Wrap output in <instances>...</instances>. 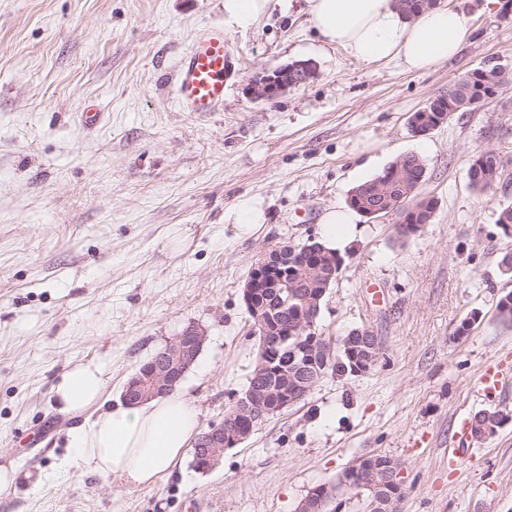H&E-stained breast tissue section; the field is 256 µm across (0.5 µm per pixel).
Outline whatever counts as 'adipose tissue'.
Segmentation results:
<instances>
[{"mask_svg": "<svg viewBox=\"0 0 512 512\" xmlns=\"http://www.w3.org/2000/svg\"><path fill=\"white\" fill-rule=\"evenodd\" d=\"M304 10L324 42L365 64L398 60L422 70L453 58L471 34L462 13L443 5L413 18L395 0H304ZM323 224L326 249L353 243L349 209H329ZM104 375L101 365L79 364L52 386L60 413L90 418L70 430L68 460L129 487L149 485L184 457L199 431V412L177 390L136 405L109 402Z\"/></svg>", "mask_w": 512, "mask_h": 512, "instance_id": "adipose-tissue-1", "label": "adipose tissue"}]
</instances>
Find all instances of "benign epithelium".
<instances>
[{"instance_id":"obj_1","label":"benign epithelium","mask_w":512,"mask_h":512,"mask_svg":"<svg viewBox=\"0 0 512 512\" xmlns=\"http://www.w3.org/2000/svg\"><path fill=\"white\" fill-rule=\"evenodd\" d=\"M315 74V65L307 61L277 67L252 80L249 94L257 100L274 99L309 80ZM464 82L473 87V104L479 105L493 97L496 82L487 78V73H469ZM448 119V114L419 115L411 118V128L423 135L439 127ZM285 247L264 252L253 264L242 288V297L252 320V336H261L258 355V374L274 373L276 382L268 385L254 384L238 398L224 416V422L201 433L194 443L195 460L203 462L202 471H209L219 464L224 449L233 448L246 441L256 427L269 416L281 412L302 401L313 387L327 374L336 354L347 360L351 373L370 371L378 362L381 348L377 337L367 329H356L335 344L317 333L316 316L319 312L317 300L310 296L301 299L297 316L284 332L270 326L266 309L257 303L260 289L265 282L267 288H286L297 282L294 271L283 262ZM331 262L324 267L317 264L315 277L326 288L336 278V265ZM207 335L198 325H187L176 336L166 342L148 362L143 373L132 376L123 398L134 403L165 395L179 385L183 375L204 347ZM404 487V471L400 463L392 458L371 469L365 470L356 464L346 468L336 481L320 484L309 491L301 501L298 512H321L326 501H336V512H343L346 500L336 493L341 488L356 492L364 502L365 512H393L398 504L396 489Z\"/></svg>"}]
</instances>
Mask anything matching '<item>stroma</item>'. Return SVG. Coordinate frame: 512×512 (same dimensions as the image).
Masks as SVG:
<instances>
[{
  "instance_id": "35a3bbf8",
  "label": "stroma",
  "mask_w": 512,
  "mask_h": 512,
  "mask_svg": "<svg viewBox=\"0 0 512 512\" xmlns=\"http://www.w3.org/2000/svg\"><path fill=\"white\" fill-rule=\"evenodd\" d=\"M472 35L421 71L362 64L323 42L304 0H269L257 21L224 0H0V465L49 474L0 492V512H296L307 492L360 457L404 468L400 512H512V420L449 464L459 416L512 412V383L472 387L491 363L512 371V293L498 224L512 184L480 194L478 151L512 163V0H442ZM211 26L234 68L224 107L185 112L171 75ZM312 61L314 78L271 101L257 74ZM498 65L496 95L414 135L412 113L474 69ZM106 114L87 131L88 103ZM426 165L430 224L402 236L394 220L356 216V239L321 305L317 331L377 336L362 375L324 377L305 400L261 423L220 464L191 459L129 488L62 466L73 419L51 387L77 363L107 370L106 394L186 325L207 334L180 384L201 427L224 420L256 347L241 288L263 250L320 240L322 217L404 155ZM262 213L251 236L238 214ZM465 334H458L461 324Z\"/></svg>"
}]
</instances>
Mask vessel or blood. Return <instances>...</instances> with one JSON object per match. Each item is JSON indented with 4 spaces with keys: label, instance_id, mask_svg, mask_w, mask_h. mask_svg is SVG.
Returning <instances> with one entry per match:
<instances>
[{
    "label": "vessel or blood",
    "instance_id": "obj_1",
    "mask_svg": "<svg viewBox=\"0 0 512 512\" xmlns=\"http://www.w3.org/2000/svg\"><path fill=\"white\" fill-rule=\"evenodd\" d=\"M232 73L226 53L224 30L214 27L197 38L178 62L175 76V97L183 111L217 112L224 105L225 83ZM507 382L502 369L487 365L474 385L482 397L494 395ZM470 423L459 418L455 424L454 448L449 449L451 460H458L467 453Z\"/></svg>",
    "mask_w": 512,
    "mask_h": 512
}]
</instances>
